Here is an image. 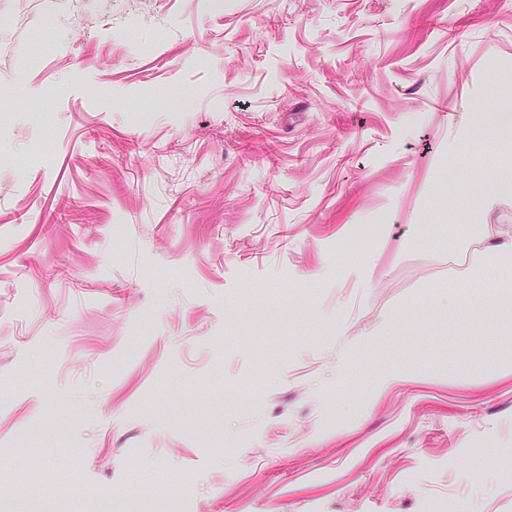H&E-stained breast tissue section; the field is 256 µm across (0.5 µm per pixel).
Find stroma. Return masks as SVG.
Returning a JSON list of instances; mask_svg holds the SVG:
<instances>
[{"instance_id": "1", "label": "stroma", "mask_w": 512, "mask_h": 512, "mask_svg": "<svg viewBox=\"0 0 512 512\" xmlns=\"http://www.w3.org/2000/svg\"><path fill=\"white\" fill-rule=\"evenodd\" d=\"M0 512H512V0H0ZM472 235L478 240L487 241L484 252L475 261L477 270L486 272L512 273V237L503 239L497 235L491 237L486 224L471 225Z\"/></svg>"}]
</instances>
